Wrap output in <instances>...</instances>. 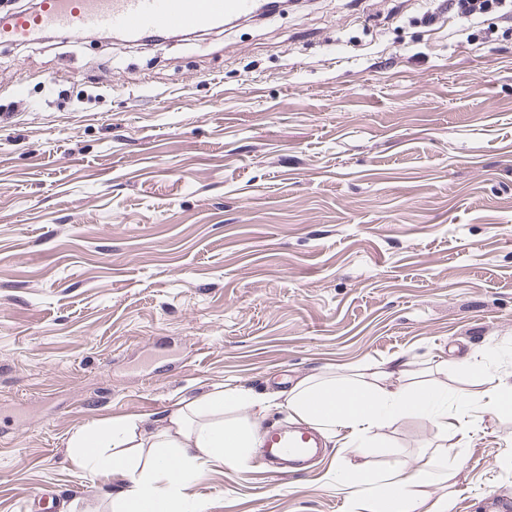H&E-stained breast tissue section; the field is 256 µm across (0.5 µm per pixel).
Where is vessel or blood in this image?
I'll return each mask as SVG.
<instances>
[{
    "label": "vessel or blood",
    "mask_w": 512,
    "mask_h": 512,
    "mask_svg": "<svg viewBox=\"0 0 512 512\" xmlns=\"http://www.w3.org/2000/svg\"><path fill=\"white\" fill-rule=\"evenodd\" d=\"M256 6V0H41L37 10L13 14L0 26V41L29 43L49 31L191 34L256 19ZM263 449L277 472L287 473L308 462L316 445L305 431L269 428Z\"/></svg>",
    "instance_id": "b4317fda"
}]
</instances>
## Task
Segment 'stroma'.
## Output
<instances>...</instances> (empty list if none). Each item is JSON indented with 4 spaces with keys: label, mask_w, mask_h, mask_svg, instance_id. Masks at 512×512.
<instances>
[{
    "label": "stroma",
    "mask_w": 512,
    "mask_h": 512,
    "mask_svg": "<svg viewBox=\"0 0 512 512\" xmlns=\"http://www.w3.org/2000/svg\"><path fill=\"white\" fill-rule=\"evenodd\" d=\"M512 373V18L438 0H297L146 45L0 43V512H110L77 429L239 384L409 360L449 392ZM394 457L447 462L455 512L512 500V406ZM310 468L209 464L207 512H370Z\"/></svg>",
    "instance_id": "35a3bbf8"
}]
</instances>
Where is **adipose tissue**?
<instances>
[{"label":"adipose tissue","mask_w":512,"mask_h":512,"mask_svg":"<svg viewBox=\"0 0 512 512\" xmlns=\"http://www.w3.org/2000/svg\"><path fill=\"white\" fill-rule=\"evenodd\" d=\"M402 357L383 363L370 378L352 380L313 373L299 379L283 398L294 421L321 431L351 429V443L368 448L374 432L399 417L417 415L466 437L465 419L473 411L495 414L512 403V377L488 374L481 393L450 395L438 388L394 387L407 377ZM270 401L239 385H225L198 398L183 399L153 423L138 416L75 431L68 441L71 457L91 476L119 479L112 512H206L185 496L211 461L233 468L247 466L262 443L263 430L249 411ZM444 465L412 469L394 459L382 478L374 512H417L423 493L444 476Z\"/></svg>","instance_id":"ef3b65f1"}]
</instances>
